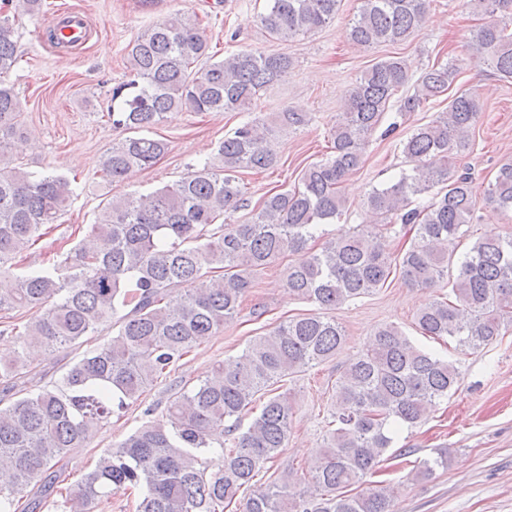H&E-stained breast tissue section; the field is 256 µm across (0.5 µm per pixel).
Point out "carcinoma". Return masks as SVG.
I'll use <instances>...</instances> for the list:
<instances>
[{
	"label": "carcinoma",
	"instance_id": "carcinoma-1",
	"mask_svg": "<svg viewBox=\"0 0 512 512\" xmlns=\"http://www.w3.org/2000/svg\"><path fill=\"white\" fill-rule=\"evenodd\" d=\"M340 0H267L259 22L269 36L287 40L336 20ZM488 17L472 36L482 59L512 79V0H479ZM42 0H15L0 13V274L15 288L0 292V312L31 313L18 332L21 345L0 356V509L41 508L90 512L113 495L137 494L135 512H390L395 486L363 490L403 427L422 423L460 381L456 363L416 346L394 324L373 332L367 348L339 371L332 386L335 412L305 478L284 472L269 483L256 477L288 444L294 408L280 383L328 361L346 332L328 310L370 296L398 275L415 288L446 280L448 294L422 308L415 324L426 336L459 347L489 345L512 327V237L479 238L456 257L462 227L472 223L476 196L469 169L457 166L482 104L464 90L448 109L404 141L411 167L366 197L373 217L329 238L286 270L288 291L318 311L288 319L256 336L235 360L216 366L207 379L170 389L161 418L146 422L113 448L91 471L66 486L70 456L84 448L95 424L137 402L160 378L176 370L193 348L224 331L255 287L256 273L305 249L320 225L345 209L342 183L364 162L370 137L400 89L398 110L416 112L448 91L453 62L412 79L406 61L375 62L347 90L331 133V154L307 166L301 187L265 196L249 216L224 224V214L244 207V170L278 164L277 131L308 126L306 112L286 108L268 118L250 117L224 135L215 161L193 167L180 180L149 193L102 203L79 242L60 262L18 270L22 254L53 230L73 194L71 181L25 169L11 142L27 135L10 82L20 54L15 15H33ZM429 0H361L346 24L348 42L369 49L407 41L425 23ZM126 79L112 88L108 120L130 132L103 156L110 183L152 168L168 143L147 136L176 109L252 113L259 92L288 75L286 54L242 49L216 61L197 14L171 13L126 46ZM432 195L425 206L413 200ZM485 200L512 210V164L501 166ZM410 228V246L394 253L391 220ZM105 329L115 334L102 337ZM58 380L32 390L38 375L26 347L76 351ZM261 402L247 428L243 417ZM229 425H224V422ZM230 446L211 457L214 440ZM448 467L435 451L414 465L412 479L426 480Z\"/></svg>",
	"mask_w": 512,
	"mask_h": 512
}]
</instances>
